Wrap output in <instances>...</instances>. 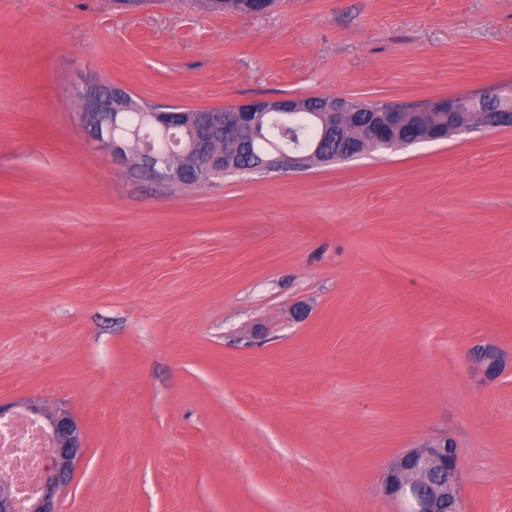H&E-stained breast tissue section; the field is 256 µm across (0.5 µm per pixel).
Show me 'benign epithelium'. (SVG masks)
Segmentation results:
<instances>
[{
	"label": "benign epithelium",
	"instance_id": "obj_1",
	"mask_svg": "<svg viewBox=\"0 0 512 512\" xmlns=\"http://www.w3.org/2000/svg\"><path fill=\"white\" fill-rule=\"evenodd\" d=\"M127 92L120 87L104 90L96 81H86L75 89L80 108L77 118L88 139L113 164L127 163L126 142L112 136L117 114L112 112V100L122 98ZM498 102L497 111L508 116L512 122V87L499 88L489 94L476 97L428 100L424 109H442L446 112H484L485 97ZM333 111L345 117L351 112H364L366 108L356 106L346 97L332 101H317L312 97H288L277 99H253L234 106L235 119L224 122L222 114L214 113L208 122L198 120L192 113V144L187 150L160 154L142 148L137 170L146 172L165 181H177L186 174L200 173L207 168L211 173L224 172L222 143L235 139L237 128L242 123H254L259 112H283L294 115L299 112ZM187 113L178 111L153 110L144 114L146 125L166 135L182 128ZM352 127L342 122L324 124L317 141L310 152L290 150L260 161L259 167L269 171H300L310 168V159L319 164L339 162L346 156L344 146L350 139ZM336 142V153L325 150V145ZM476 370L489 377L498 375L505 365L502 351L492 342L478 345L472 351ZM19 412L44 421L49 436L48 463L42 472L38 494L29 500L26 512H58L57 497L71 480L72 474L83 455L84 428L68 410L56 408L47 410L35 400L14 403L8 407L0 405V421L12 418ZM457 445L447 434L428 438L393 460L381 479L383 493L404 504L402 512H439L442 500L460 504L459 466L454 463ZM0 512H17V504L11 485L0 481Z\"/></svg>",
	"mask_w": 512,
	"mask_h": 512
}]
</instances>
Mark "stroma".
<instances>
[{
  "mask_svg": "<svg viewBox=\"0 0 512 512\" xmlns=\"http://www.w3.org/2000/svg\"><path fill=\"white\" fill-rule=\"evenodd\" d=\"M87 79L443 99L512 84V0H0V402L82 421L60 512H398L442 432L461 512H512V362L469 360L512 359V129L183 188L89 142ZM474 367L489 377L498 375L505 365L502 351L492 342L478 345L472 351ZM457 454L447 433L425 439L388 465L381 479L383 493L403 503L402 512H440L444 499L460 505L459 463H453Z\"/></svg>",
  "mask_w": 512,
  "mask_h": 512,
  "instance_id": "stroma-1",
  "label": "stroma"
}]
</instances>
